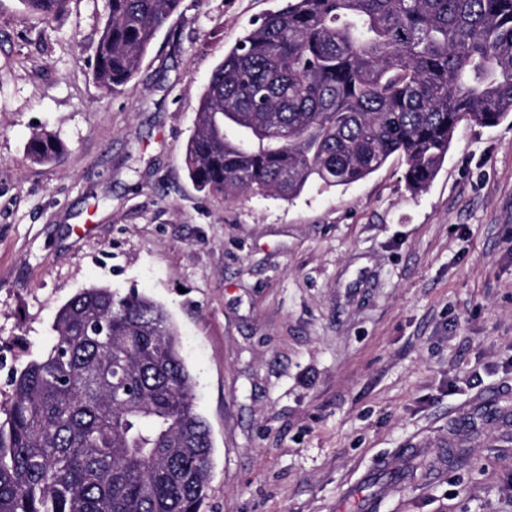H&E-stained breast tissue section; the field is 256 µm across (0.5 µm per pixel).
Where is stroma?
Instances as JSON below:
<instances>
[{
    "instance_id": "stroma-1",
    "label": "stroma",
    "mask_w": 512,
    "mask_h": 512,
    "mask_svg": "<svg viewBox=\"0 0 512 512\" xmlns=\"http://www.w3.org/2000/svg\"><path fill=\"white\" fill-rule=\"evenodd\" d=\"M277 5L181 0L107 95L104 0L46 19L0 0V408L61 304L134 288L177 325L211 429L200 512H512V116L460 122L418 193L396 155L290 200L202 190L185 160L203 87ZM40 131L60 163L28 159Z\"/></svg>"
}]
</instances>
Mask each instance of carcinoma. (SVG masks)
<instances>
[{"instance_id": "cac0c4a2", "label": "carcinoma", "mask_w": 512, "mask_h": 512, "mask_svg": "<svg viewBox=\"0 0 512 512\" xmlns=\"http://www.w3.org/2000/svg\"><path fill=\"white\" fill-rule=\"evenodd\" d=\"M43 18L70 0H22ZM181 0H106L92 77L137 75ZM512 114V0H281L212 70L186 164L198 186L282 199L355 183L390 156L428 186L458 123ZM66 147L33 134L28 158ZM52 344L11 378L0 512H200L212 437L168 312L92 285L57 310Z\"/></svg>"}]
</instances>
